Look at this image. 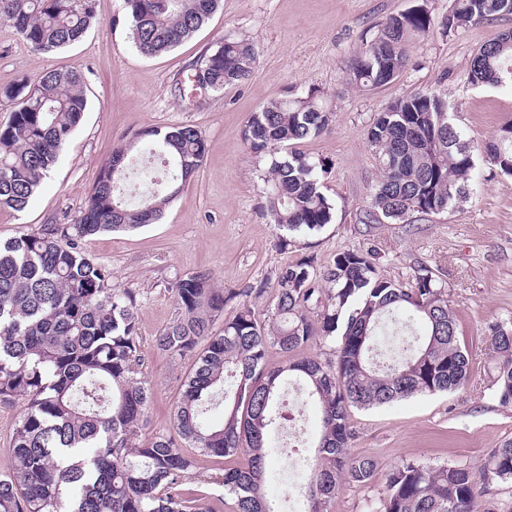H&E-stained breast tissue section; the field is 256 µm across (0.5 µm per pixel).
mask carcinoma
Here are the masks:
<instances>
[{
	"mask_svg": "<svg viewBox=\"0 0 512 512\" xmlns=\"http://www.w3.org/2000/svg\"><path fill=\"white\" fill-rule=\"evenodd\" d=\"M220 0H122L135 47L145 56L172 50L192 36ZM512 14V0H453L444 28ZM97 20L95 0H0V21L37 52L79 41ZM423 8L390 17L365 43L352 70L359 88L390 82L407 63L410 37L430 32ZM255 47L220 43L200 72L206 90L220 92L253 73ZM477 86L512 89V32L474 54L468 72ZM82 74L49 70L5 89L19 100L0 124V210L22 211L81 123L88 101ZM332 113L310 89L253 113L243 136L270 157L266 217L290 235L332 223L335 205L323 191L329 164L295 145L319 137ZM379 180L362 223L404 222L440 214L476 193L474 150L448 112V94L415 93L392 102L367 129ZM207 141L191 126L151 128L104 163L88 201L72 224L0 241V402L24 409L11 441L12 467L0 475V512H210L205 486L216 484L234 512H279L265 493L269 433L282 418L281 393L291 380L320 407L309 441L305 512H328L345 484L365 486L379 474L369 456L349 445L353 408H370L417 394L448 392L470 377L448 289L428 269L396 283L383 277L374 250L346 251L322 270L312 258L282 266L267 318L248 298L226 318L229 298L208 275L175 279L173 320L155 347L173 359L192 358L174 408V433L138 442L151 389L143 375L137 298L112 285V274L82 242L108 231L157 223L166 205L198 172ZM484 161L512 177V119L483 146ZM224 319L221 332L213 331ZM408 336L402 357L374 360L387 324ZM499 403L512 405V328H490ZM334 342V360L289 359L318 338ZM285 364L270 368L269 349ZM224 419H204L218 394ZM247 456L243 466L224 461ZM217 467L199 471L198 458ZM493 483L512 484V440L492 449L488 464L430 467L403 461L386 474L387 494L374 512H481Z\"/></svg>",
	"mask_w": 512,
	"mask_h": 512,
	"instance_id": "1",
	"label": "carcinoma"
}]
</instances>
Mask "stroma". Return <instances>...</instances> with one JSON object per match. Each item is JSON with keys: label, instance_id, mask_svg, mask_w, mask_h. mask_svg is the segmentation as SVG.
<instances>
[{"label": "stroma", "instance_id": "stroma-1", "mask_svg": "<svg viewBox=\"0 0 512 512\" xmlns=\"http://www.w3.org/2000/svg\"><path fill=\"white\" fill-rule=\"evenodd\" d=\"M452 0H221L218 9L176 49L147 58L134 47L121 0H96L98 22L77 43L38 53L0 22V122L16 103L2 89L21 77L54 69L85 78L87 111L49 176L24 211H0V239L69 224L78 216L101 165L139 130L191 125L208 150L196 176L164 210L159 223L85 239V251L137 295L144 374L151 388L150 437L170 431L180 380L190 359H172L154 339L171 321L175 278L208 273L239 305L247 286L274 288L281 266L314 257L317 267L336 253L371 249L384 277L404 282L431 270L448 287L457 334L470 359V378L458 390L416 395L368 409H352L350 451L376 459L382 470L405 460L432 466L482 468L492 448L512 439V406L501 405L493 385L489 324L512 325V178L479 162L480 191L441 215L409 224L360 223L379 169L366 131L398 98L443 90L456 125L475 146L492 140L512 116V90L472 85L470 60L482 45L512 30V16L449 33L443 23ZM425 8L428 35L412 39L407 66L387 84L355 87L350 74L363 43L375 39L390 16ZM252 42L253 75L194 102L180 94L187 77L226 40ZM318 90L333 114L329 130L302 143V151L328 161L325 192L335 203L331 224L281 248L265 215L266 158L252 152L243 131L253 112L270 101ZM307 449L271 456L266 472L270 500L286 498L281 478L303 466ZM387 492L385 479L346 485L330 512H371Z\"/></svg>", "mask_w": 512, "mask_h": 512}]
</instances>
